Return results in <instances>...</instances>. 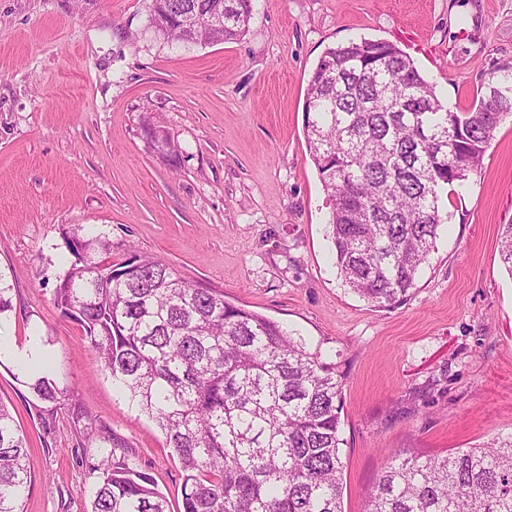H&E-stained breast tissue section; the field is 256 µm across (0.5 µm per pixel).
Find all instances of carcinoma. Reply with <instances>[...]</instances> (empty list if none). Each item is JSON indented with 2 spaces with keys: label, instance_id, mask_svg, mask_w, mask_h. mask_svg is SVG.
I'll return each mask as SVG.
<instances>
[{
  "label": "carcinoma",
  "instance_id": "1",
  "mask_svg": "<svg viewBox=\"0 0 512 512\" xmlns=\"http://www.w3.org/2000/svg\"><path fill=\"white\" fill-rule=\"evenodd\" d=\"M253 2L154 0L151 20L185 6L192 23L160 35L185 47L232 42ZM304 115L339 276L390 308L410 295L436 249L448 191L478 172L496 129L512 119V62L484 72L469 109L453 112L396 45L350 40L318 60ZM63 244L74 260L54 303L162 430L183 473L181 512H342L335 367L279 323L160 259L112 263L106 234L67 231ZM499 256L512 277V224L501 225ZM27 387L42 404L63 396L46 374ZM91 474V512H167L153 478L115 450ZM31 481L25 439L0 401V512H22ZM366 512H512V436L426 461L389 452Z\"/></svg>",
  "mask_w": 512,
  "mask_h": 512
}]
</instances>
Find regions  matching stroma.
Returning a JSON list of instances; mask_svg holds the SVG:
<instances>
[{
  "label": "stroma",
  "mask_w": 512,
  "mask_h": 512,
  "mask_svg": "<svg viewBox=\"0 0 512 512\" xmlns=\"http://www.w3.org/2000/svg\"><path fill=\"white\" fill-rule=\"evenodd\" d=\"M152 0H0V398L28 443L24 512H90V464L125 453L178 512L182 471L53 302L62 236L96 227L113 262L159 258L297 333L342 377L344 512H365L388 451L426 460L512 435V123L450 196L407 300L377 308L334 265L304 103L326 49L365 38L409 55L453 111L512 61V0H256L239 40L178 47ZM37 338L63 388L43 412L18 350ZM110 441L88 434V420Z\"/></svg>",
  "instance_id": "1"
}]
</instances>
